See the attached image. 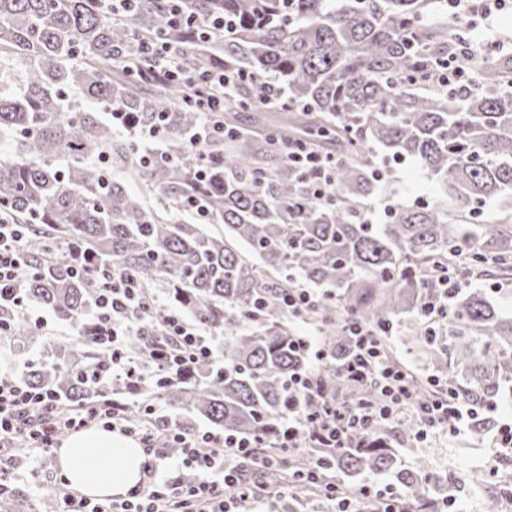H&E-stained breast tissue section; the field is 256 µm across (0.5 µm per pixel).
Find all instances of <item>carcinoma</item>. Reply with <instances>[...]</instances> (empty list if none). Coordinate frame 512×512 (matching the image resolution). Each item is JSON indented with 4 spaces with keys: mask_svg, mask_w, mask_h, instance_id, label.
<instances>
[{
    "mask_svg": "<svg viewBox=\"0 0 512 512\" xmlns=\"http://www.w3.org/2000/svg\"><path fill=\"white\" fill-rule=\"evenodd\" d=\"M440 8L434 0H346L339 9L333 0H130L117 17L103 0H0V141L13 152L0 160V213L24 225L31 242L19 270L23 294L83 329L104 271L128 272L151 293L163 288L169 308L224 340V365L201 361L179 378L157 375L137 389L94 378L110 354L75 337L48 345L49 354L25 366L23 381L56 392L67 407L129 397L134 422L145 415L134 397L146 391L176 415L260 439L257 454L277 464L244 466L256 498L288 487L323 500L331 483L356 498L360 488L338 474L393 473L410 489L400 512H434V477L400 468L383 428L326 456L308 449L304 429L292 447H280L278 428L292 401L316 411L289 387L294 374L312 373L331 407L340 396L376 399L373 387L339 370L348 319L377 329L410 315L418 352L469 396L492 397L512 381V320L481 292H459L428 329L417 317L462 257L465 277L483 276L487 259L512 276V223L467 227L487 201L512 196V56L468 54L451 15L441 27H423V16ZM221 12L228 32L195 36ZM144 40L176 46L184 71L222 61L274 75L288 104L260 131L244 132L240 113L257 109L259 86L224 90L219 121L235 132L233 149L215 137L206 162L189 142L203 116L183 104L185 86L137 75L151 65L139 53ZM450 53L478 77L475 86L439 85L434 67ZM114 107L140 127L162 126V158L140 163L135 138L112 124ZM304 136L333 145L340 158L324 201L312 199L309 183L280 155L281 142ZM375 146L420 163L445 186L444 199L396 202L387 223H363ZM151 197L160 206L148 205ZM192 202L224 233L174 222ZM302 282L323 292L294 315L283 298ZM295 318L328 338L327 357L314 368L296 347ZM166 342L154 331L129 337L125 350L142 361L147 347ZM404 372L415 406L444 396ZM310 471L315 484L303 480Z\"/></svg>",
    "mask_w": 512,
    "mask_h": 512,
    "instance_id": "cac0c4a2",
    "label": "carcinoma"
}]
</instances>
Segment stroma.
I'll return each instance as SVG.
<instances>
[{
	"mask_svg": "<svg viewBox=\"0 0 512 512\" xmlns=\"http://www.w3.org/2000/svg\"><path fill=\"white\" fill-rule=\"evenodd\" d=\"M389 176L378 182L367 198V206L373 207L385 198L412 205L422 201H438L442 198L439 183L417 163L407 160L401 164H387ZM45 331H29L23 344L13 339H0V368L22 373L25 363L42 356L47 339L65 341L76 336L75 325L49 317ZM478 417L487 420L488 428L483 436H475L472 419H465L460 433L435 430L426 434L415 430V421L407 417L392 422L387 427L386 438L396 449L403 466L428 470L457 486L456 503L462 512H485L484 504L490 490L495 487L494 472L512 466V459L495 455V435L501 422L512 420V383L504 384L492 402H478ZM15 492L23 500L33 502L36 512H56L54 504V480L61 474L59 459L51 455L37 461L20 459L16 470Z\"/></svg>",
	"mask_w": 512,
	"mask_h": 512,
	"instance_id": "35a3bbf8",
	"label": "stroma"
}]
</instances>
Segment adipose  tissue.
<instances>
[{
  "mask_svg": "<svg viewBox=\"0 0 512 512\" xmlns=\"http://www.w3.org/2000/svg\"><path fill=\"white\" fill-rule=\"evenodd\" d=\"M58 457L69 484L91 498L124 495L143 476L141 448L116 431L75 433L63 442Z\"/></svg>",
  "mask_w": 512,
  "mask_h": 512,
  "instance_id": "ef3b65f1",
  "label": "adipose tissue"
}]
</instances>
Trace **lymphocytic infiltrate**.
I'll use <instances>...</instances> for the list:
<instances>
[{
	"instance_id": "obj_1",
	"label": "lymphocytic infiltrate",
	"mask_w": 512,
	"mask_h": 512,
	"mask_svg": "<svg viewBox=\"0 0 512 512\" xmlns=\"http://www.w3.org/2000/svg\"><path fill=\"white\" fill-rule=\"evenodd\" d=\"M248 79V74L226 71L220 64L208 67L185 78L186 100L200 112L216 116L224 110L225 87ZM283 150L310 183L314 198H325L337 158L319 153L302 140L285 144ZM28 248L23 225L0 216V310L41 330L47 327V319L34 315L18 285V271ZM154 330L176 343L172 349L148 352L155 370L180 374L200 360L219 359L210 334L150 300L134 277L111 273L94 299L90 331L95 343L111 351L113 377L125 379L134 388L145 383L139 363L127 357L125 343L128 336ZM349 331L353 347L341 371L354 381L374 385L380 392L379 402L359 401L344 409L313 415L289 410L278 431L282 444L292 443L298 430L305 427L319 447L343 448L351 434L369 432L374 424L392 421L412 408L413 393L406 375L384 357L375 332L354 321ZM97 424L138 437L147 457L143 469L148 481L126 498L107 501L87 499L68 488L65 481H58L54 485L57 512H239L250 498L241 463L248 459L253 466H260L255 455L258 440L204 431L190 423L175 429L170 418L153 406L147 408L143 424L137 426L129 424L124 405L116 402L73 411L53 392L31 388L8 371L0 372V496L13 492L12 466L19 450L35 458L48 455L61 431ZM171 442L181 448L182 465L197 470L193 482L158 475L157 462L165 457Z\"/></svg>"
}]
</instances>
